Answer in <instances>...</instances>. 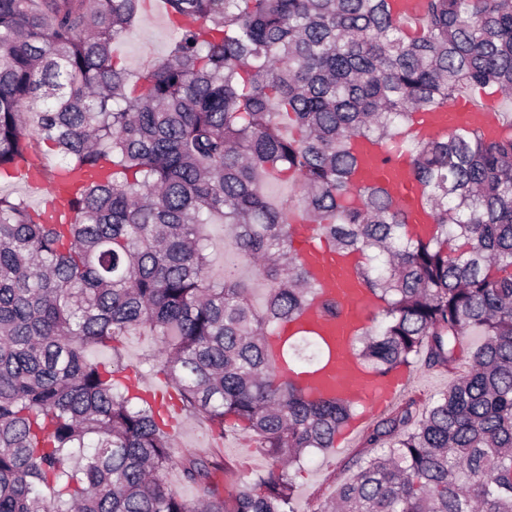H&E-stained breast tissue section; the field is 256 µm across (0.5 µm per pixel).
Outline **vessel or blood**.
<instances>
[{
  "mask_svg": "<svg viewBox=\"0 0 512 512\" xmlns=\"http://www.w3.org/2000/svg\"><path fill=\"white\" fill-rule=\"evenodd\" d=\"M500 101L497 95H484L477 101L456 99L441 111L423 113L416 131L421 135H431L467 126L491 130L501 114ZM358 150L361 164L355 175L356 183L388 186L411 223H428L421 188L409 176L412 166L410 155L393 152L365 140L359 141ZM28 183L33 187L50 186V213L57 216L67 211L69 195L58 179L49 178L44 169L38 168L32 172ZM292 231L299 256L314 273L323 296L338 299L341 305L338 316H328L317 305L301 321L302 326L315 329L331 339L336 347V354L329 365L322 372L303 376V383L312 391L370 403L378 409L390 405L404 390L406 375L374 377L360 369L346 351L347 341L362 325L368 306L367 294L358 284L350 262L333 253L324 241L318 240L315 225L296 224Z\"/></svg>",
  "mask_w": 512,
  "mask_h": 512,
  "instance_id": "obj_1",
  "label": "vessel or blood"
}]
</instances>
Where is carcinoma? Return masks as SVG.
<instances>
[{
	"label": "carcinoma",
	"instance_id": "obj_1",
	"mask_svg": "<svg viewBox=\"0 0 512 512\" xmlns=\"http://www.w3.org/2000/svg\"><path fill=\"white\" fill-rule=\"evenodd\" d=\"M164 4L168 55L134 73L119 46L142 0H0V171L28 162L30 123L78 172L58 222L0 194V512H296L292 468L357 409L279 373L331 357L314 331L282 335L317 298L294 210L360 259L366 371L466 365L381 419L378 452L314 512H512V115L494 136L409 137L466 90L512 97V0H426L414 35L391 0ZM358 139L408 147L427 233L387 188L354 184ZM281 173L299 194L275 205L262 186ZM217 223L255 263L263 310L233 273L210 276ZM134 332L183 412L214 442L251 435L266 472L226 497L223 449L174 456L155 402L117 380Z\"/></svg>",
	"mask_w": 512,
	"mask_h": 512
}]
</instances>
